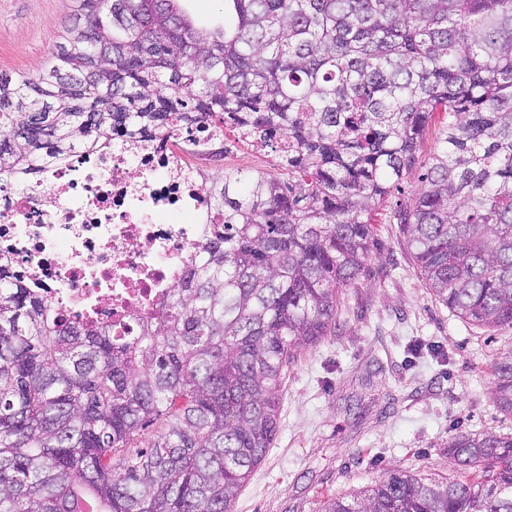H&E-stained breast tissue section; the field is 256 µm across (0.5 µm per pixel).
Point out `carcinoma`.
Instances as JSON below:
<instances>
[{
    "label": "carcinoma",
    "mask_w": 512,
    "mask_h": 512,
    "mask_svg": "<svg viewBox=\"0 0 512 512\" xmlns=\"http://www.w3.org/2000/svg\"><path fill=\"white\" fill-rule=\"evenodd\" d=\"M79 0L37 73L0 74V176L133 129L232 123L288 180L226 171L224 231L130 333L0 282V512H230L280 424L288 364L368 273L372 217L440 117L415 205L394 213L437 301L512 328V0ZM493 398L512 414V350ZM164 425L115 468L148 423ZM461 479L389 475L321 512H512V436L448 442ZM182 6L198 26L214 28L224 24L223 0H187Z\"/></svg>",
    "instance_id": "cac0c4a2"
}]
</instances>
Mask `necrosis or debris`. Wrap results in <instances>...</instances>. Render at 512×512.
I'll list each match as a JSON object with an SVG mask.
<instances>
[{"label":"necrosis or debris","mask_w":512,"mask_h":512,"mask_svg":"<svg viewBox=\"0 0 512 512\" xmlns=\"http://www.w3.org/2000/svg\"><path fill=\"white\" fill-rule=\"evenodd\" d=\"M224 138L219 123L148 130L37 166L18 190L1 178L0 273L116 332L155 315L215 234L204 163Z\"/></svg>","instance_id":"necrosis-or-debris-1"}]
</instances>
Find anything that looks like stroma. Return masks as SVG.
Wrapping results in <instances>:
<instances>
[{
    "mask_svg": "<svg viewBox=\"0 0 512 512\" xmlns=\"http://www.w3.org/2000/svg\"><path fill=\"white\" fill-rule=\"evenodd\" d=\"M73 0H0V72L48 64ZM429 127L418 161L373 218L372 273L344 291L336 327L292 362L283 381L280 427L231 512H320L344 496L408 470L452 476L450 439L512 433V415L493 401L492 366L512 348V329H484L456 317L427 288L395 208L412 207L436 146ZM228 160L214 171L278 172L274 151L255 155L228 132Z\"/></svg>",
    "mask_w": 512,
    "mask_h": 512,
    "instance_id": "obj_1",
    "label": "stroma"
}]
</instances>
